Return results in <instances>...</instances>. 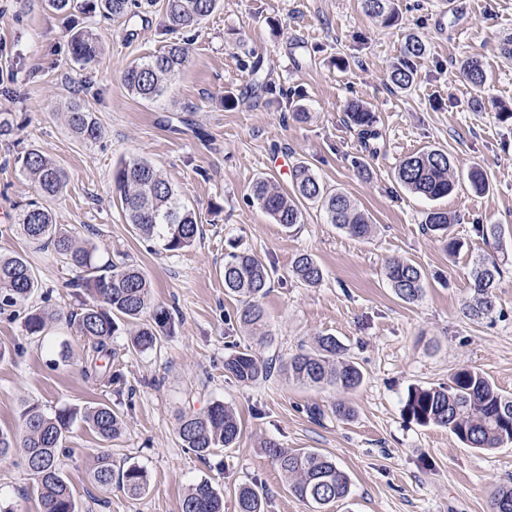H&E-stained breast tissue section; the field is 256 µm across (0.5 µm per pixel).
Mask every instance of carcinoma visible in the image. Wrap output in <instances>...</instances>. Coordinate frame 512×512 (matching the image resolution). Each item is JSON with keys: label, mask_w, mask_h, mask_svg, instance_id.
Instances as JSON below:
<instances>
[{"label": "carcinoma", "mask_w": 512, "mask_h": 512, "mask_svg": "<svg viewBox=\"0 0 512 512\" xmlns=\"http://www.w3.org/2000/svg\"><path fill=\"white\" fill-rule=\"evenodd\" d=\"M220 0H163L168 27L177 31L201 23L210 16ZM364 13L390 26L398 21L395 0H361ZM153 0H88L92 11L112 19H132L142 5ZM73 56L85 63L99 54L96 36L78 29L70 35ZM426 53L425 43L418 37L405 41L397 61L390 70V81L398 89L409 88L416 74V62ZM188 47L172 42L167 48L140 63L127 67L125 85L131 94L153 102L163 96L168 85L185 66ZM466 80L475 90L482 89L486 72L476 59L461 64ZM346 116L365 144L379 137L374 112L358 102H350ZM71 131L82 141L93 143L101 129L80 103L70 104L65 115ZM19 171L37 187L38 198L20 204L16 209L15 227L26 239L52 250L61 261L79 270L81 275L69 283L82 288L91 301L83 303L78 312L69 315L84 342L92 369L87 377H98L99 361L112 359L109 341L118 330V321L141 320L150 304V282L144 271L127 264L108 260L97 262L98 248L80 243L64 224L56 223L50 202L66 187L64 172L40 150L26 148L16 154ZM293 189L286 193L270 178L260 177L252 185L251 199L275 224L286 229L301 223L302 208L318 204L326 212L329 223L359 238L370 236L374 225L369 217L345 193L333 191L302 164L292 174ZM397 181L407 190L429 200L451 194L458 185L448 153L428 148L406 156L396 169ZM113 192L128 223L146 241L160 250L178 253L191 247L201 234L196 213L181 200L172 184L150 162L134 159L120 163L113 171ZM452 221L448 212L434 209L427 213L426 229L443 238L450 254L460 251L463 242L448 237ZM224 254V290L240 297L244 307L240 324L252 336L264 340L270 336L265 310L259 303L271 281L270 270L247 251L237 249L229 241ZM292 275L301 282L315 286L323 279V270L310 254L297 255L291 265ZM384 276L396 296L406 303L419 301L427 284L425 271L410 260H393L384 268ZM503 276L502 263L488 254L476 261L469 272L471 297L463 313L473 320H483L495 309L496 290ZM40 288L30 261L23 255L0 256V310L26 303ZM54 313L46 308H30L25 318L28 334L42 333ZM171 320L166 310L153 313V322L143 323L128 344V350L146 352L162 341V329ZM345 348L333 335L319 336L314 346L293 356L287 366L288 376L309 386H328L340 392L357 388L363 376L354 362L345 359ZM224 372L244 385L267 378L269 364L247 348L236 350L224 359ZM407 415L421 425H435L464 445L488 450L512 443V393H505L479 369L464 365L450 377L448 384L435 387H414L405 401ZM21 437L0 430V456L21 448L25 468L36 480L40 512H79L72 486L62 473L58 459L65 447L67 434L79 418L104 442H110L122 431V418L109 403H97L82 410L59 408L46 412L37 405L22 413ZM178 436L182 446L205 457L216 448H230L239 439L240 428L235 412L222 401L210 404L207 411L181 417ZM266 454L281 471L293 479L292 491L311 505L312 512H332V507L351 494L346 473L327 455L313 450H288L275 443L265 446ZM112 457H97L94 479L101 485L112 484ZM122 486L133 496L146 491V471L135 464L121 474ZM236 512H264L262 498L249 486L240 487L235 496ZM491 512H512V482L499 486L491 499ZM181 512H224V497L207 481L190 488L181 503Z\"/></svg>", "instance_id": "1"}]
</instances>
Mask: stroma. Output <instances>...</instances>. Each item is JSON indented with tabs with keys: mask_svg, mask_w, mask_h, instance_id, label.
<instances>
[{
	"mask_svg": "<svg viewBox=\"0 0 512 512\" xmlns=\"http://www.w3.org/2000/svg\"><path fill=\"white\" fill-rule=\"evenodd\" d=\"M391 26L366 16L361 0H220L199 25L170 31L161 5L135 22L78 12L76 27L96 34L100 52L78 62L61 14L47 0H0V112L12 113L14 135L0 140V207L36 198L34 183L15 168L18 150L34 147L67 176L52 207L58 223L93 240L102 258L138 264L152 288L151 309L170 310L173 322L160 347L128 351L134 325L112 338L116 384L83 375L85 354L75 328L50 322L28 335L23 311L0 312V428L15 431L26 405L46 411L106 402L120 412L124 431L101 441L75 421L61 457L80 512H180L189 488L209 481L235 512L239 485L254 487L265 512H311L290 490V480L264 446L331 456L350 477L351 496L333 512H490L494 491L512 481V444L490 450L465 447L447 429L421 425L403 410L414 386L447 384L461 366L479 368L512 393V61L502 56L512 37V0H457L439 17L440 0H398ZM427 54L416 65L410 89H396L389 66L409 35ZM186 43L189 59L160 100L147 102L127 89L129 65ZM483 65V111L461 60ZM261 59L266 88L253 87L246 69ZM357 100L377 116L376 154L364 152L350 127L345 104ZM93 112L102 136L76 138L64 114L71 102ZM447 151L456 173L477 166L487 187L460 186L431 201L397 184L394 173L407 155ZM144 159L156 166L193 209L203 233L193 246L170 255L148 251L112 197L120 162ZM306 164L330 188L344 191L374 226L358 239L329 224L309 204L293 229L272 223L250 200L253 182L274 178L291 189L283 166ZM448 211L450 234L463 241L448 254L427 233L429 211ZM499 225V243L481 229ZM237 242L271 269L262 303L272 339L260 341L240 325V304L224 293V253ZM502 248L508 261L495 310L475 321L462 312L469 299L468 271L475 257ZM19 253L41 283L31 304L64 314L84 295L69 288L74 269L50 250L29 242L15 226L0 225V254ZM301 253L324 270L305 285L291 275ZM394 259H410L428 275L423 297L406 303L383 278ZM330 334L363 374L359 387L338 394L289 379L288 358ZM249 348L272 361L274 372L252 385L224 371V359ZM232 408L242 433L231 448L205 457L182 447L181 417L214 401ZM352 409L337 416V401ZM112 467L143 466L148 488L137 497L118 485L94 483L97 456ZM35 480L20 453L0 457V505L9 512H38Z\"/></svg>",
	"mask_w": 512,
	"mask_h": 512,
	"instance_id": "35a3bbf8",
	"label": "stroma"
}]
</instances>
